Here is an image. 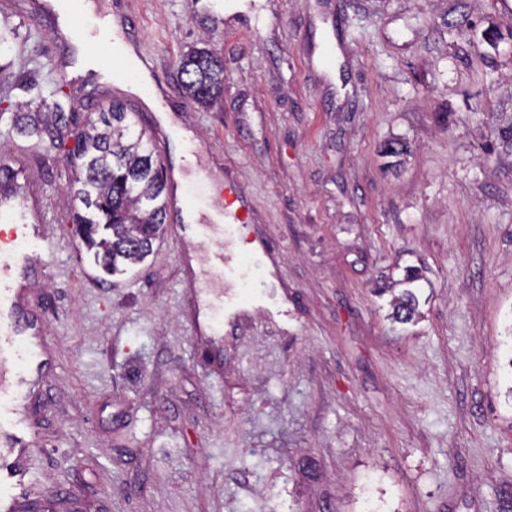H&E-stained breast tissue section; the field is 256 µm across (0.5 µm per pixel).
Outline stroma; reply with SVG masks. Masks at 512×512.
Returning <instances> with one entry per match:
<instances>
[{
  "label": "stroma",
  "mask_w": 512,
  "mask_h": 512,
  "mask_svg": "<svg viewBox=\"0 0 512 512\" xmlns=\"http://www.w3.org/2000/svg\"><path fill=\"white\" fill-rule=\"evenodd\" d=\"M0 0V128L37 107L54 20ZM157 76L194 126L203 208L250 200L280 248L273 297L232 311L215 366L186 320L224 241L156 240L112 275L75 233L66 153L0 145L48 204L30 279L54 364L36 400L23 512H512V0H126ZM224 60L210 109L175 62ZM408 146L394 170L384 142ZM421 267L422 318L394 324L380 280Z\"/></svg>",
  "instance_id": "1"
}]
</instances>
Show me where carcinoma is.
Instances as JSON below:
<instances>
[{"label": "carcinoma", "mask_w": 512, "mask_h": 512, "mask_svg": "<svg viewBox=\"0 0 512 512\" xmlns=\"http://www.w3.org/2000/svg\"><path fill=\"white\" fill-rule=\"evenodd\" d=\"M182 94L199 107L214 105L224 92V62L206 48H192L177 61ZM56 98L36 110L14 113L10 127L1 138L14 134L46 141L55 149L74 136L77 145L68 154L69 163L79 173L72 198L84 206L75 223L86 249L94 252L98 265L106 271L142 263L166 223L163 194L164 173L159 166L150 137L136 128L127 106L112 101L97 120L77 131L63 103ZM407 146L393 140L383 147L389 165L396 167ZM420 276L406 270L407 288L392 300L391 318L411 323L420 315L416 292Z\"/></svg>", "instance_id": "carcinoma-1"}]
</instances>
